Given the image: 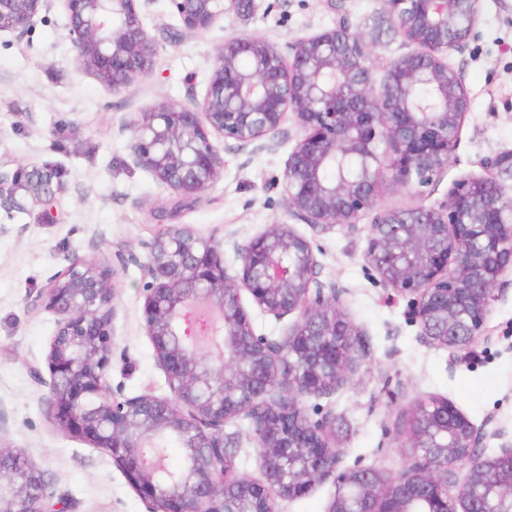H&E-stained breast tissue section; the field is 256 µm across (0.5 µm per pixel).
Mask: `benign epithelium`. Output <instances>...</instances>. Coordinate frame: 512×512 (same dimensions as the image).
Masks as SVG:
<instances>
[{"mask_svg":"<svg viewBox=\"0 0 512 512\" xmlns=\"http://www.w3.org/2000/svg\"><path fill=\"white\" fill-rule=\"evenodd\" d=\"M60 2L75 61L105 88L128 89L153 71L157 43L145 15L154 0ZM168 2L184 28L205 31L240 0ZM478 3L385 0L409 50L387 63L379 83L367 44L342 22L298 39L287 56L265 38L226 39L202 98L162 102L132 122L133 164L179 196L196 197L224 169L215 141L240 153L275 152L293 121L302 135L282 174L289 212L350 232L361 214L373 213L365 258L385 288L409 299L426 342L452 357L487 343L496 286L512 271V198L503 183L512 180V151L481 158L482 173L454 182L435 207L375 208L381 183L428 185L457 150L470 100L447 53L475 35ZM46 5L0 0V34L30 33ZM423 82L433 87L432 106L413 101ZM338 155L360 159L362 169L327 183L321 171ZM0 204L16 205L14 184L2 174ZM145 248L144 325L171 396L129 397L107 384L116 269L74 258L32 306L56 317L47 355L56 424L107 451L147 512H279L278 502L329 479L328 512H512V438L497 428L498 451L480 453L485 428L443 398L405 412L410 457L400 472L340 466L336 415L315 418L303 399L347 381L361 357L359 333L341 310L345 290L317 278L312 242L290 225L270 224L246 242L234 232L217 241L167 226ZM228 249L234 268L224 260ZM244 291L262 314L294 316L288 332L257 333ZM192 303L219 315L220 329H211L224 344L218 369L179 330ZM239 419L249 421L247 436L259 450V478L236 469L241 433L226 426ZM166 434L182 440L186 467L176 474L140 456L147 441ZM53 498L34 461L0 451V512H61Z\"/></svg>","mask_w":512,"mask_h":512,"instance_id":"obj_1","label":"benign epithelium"}]
</instances>
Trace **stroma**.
Masks as SVG:
<instances>
[{
  "label": "stroma",
  "instance_id": "stroma-1",
  "mask_svg": "<svg viewBox=\"0 0 512 512\" xmlns=\"http://www.w3.org/2000/svg\"><path fill=\"white\" fill-rule=\"evenodd\" d=\"M42 22L25 36L0 35V172L60 165L53 205L23 199L0 207V446L33 460L69 512H146L108 452L66 433L53 419L46 356L55 317L31 301L73 255L116 267L107 381L127 396L165 397L142 316L145 242L162 227L184 225L198 235L246 241L267 225L286 223L313 241L318 277L346 293L343 311L361 333L364 351L353 378L328 397H308L306 409L332 410L343 466L362 463L399 472L409 454L396 429L400 411L430 397L452 402L474 425L494 420L512 432V276L504 278L478 344L450 362L447 350L425 342L410 320L407 299L389 295L365 261L370 215L357 232L305 223L287 209L274 184L295 140L277 152L251 156L221 146L224 170L212 187L186 199L157 184L131 158V123L161 102L202 95L225 39L252 35L287 50L297 39L346 22L363 35L375 74L404 53L400 35L379 21L380 0H243L206 31L183 29L166 0L145 18L157 42L152 73L122 92L80 70L67 37L60 0H48ZM470 98L460 145L439 180L411 190L385 188L378 208L437 206L452 184L479 174L478 160L512 150V0H480L475 35L449 50Z\"/></svg>",
  "mask_w": 512,
  "mask_h": 512
}]
</instances>
